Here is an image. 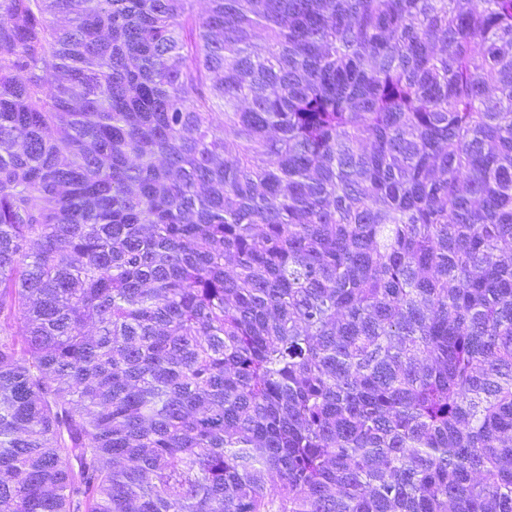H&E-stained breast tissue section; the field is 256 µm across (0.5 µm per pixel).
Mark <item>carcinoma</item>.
<instances>
[{"instance_id": "carcinoma-1", "label": "carcinoma", "mask_w": 512, "mask_h": 512, "mask_svg": "<svg viewBox=\"0 0 512 512\" xmlns=\"http://www.w3.org/2000/svg\"><path fill=\"white\" fill-rule=\"evenodd\" d=\"M190 2L0 0V506L512 512V0Z\"/></svg>"}]
</instances>
